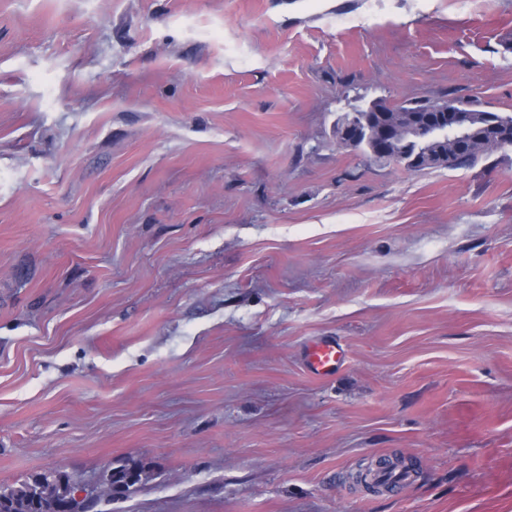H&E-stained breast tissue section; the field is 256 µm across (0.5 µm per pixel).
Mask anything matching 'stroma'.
Wrapping results in <instances>:
<instances>
[{
    "label": "stroma",
    "instance_id": "obj_1",
    "mask_svg": "<svg viewBox=\"0 0 512 512\" xmlns=\"http://www.w3.org/2000/svg\"><path fill=\"white\" fill-rule=\"evenodd\" d=\"M413 98L511 115L512 0H0V483L130 459L98 512H512V146L338 144ZM394 454L408 484L356 482ZM496 137L494 135L487 136V143L482 145H475L471 148L458 150L455 148L454 144L450 141L445 144L438 145L433 147L431 150L435 154L443 153L445 155V160L438 161L433 166L416 168L409 163L407 165L406 161H400L396 156L391 158V162L401 165L404 168L406 166L408 170H421L425 168H448V169H463L470 168L476 165L481 157L489 150V148L485 147H503L502 144L494 142ZM343 361L344 350L333 340L316 342L307 353V364L314 375H332Z\"/></svg>",
    "mask_w": 512,
    "mask_h": 512
}]
</instances>
